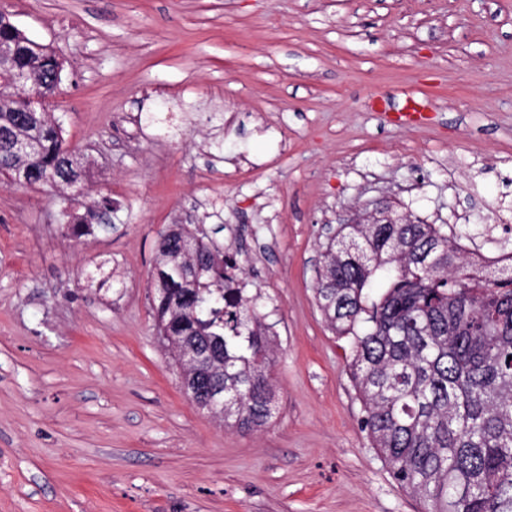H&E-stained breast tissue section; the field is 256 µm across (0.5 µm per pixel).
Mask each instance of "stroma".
<instances>
[{
	"instance_id": "1",
	"label": "stroma",
	"mask_w": 512,
	"mask_h": 512,
	"mask_svg": "<svg viewBox=\"0 0 512 512\" xmlns=\"http://www.w3.org/2000/svg\"><path fill=\"white\" fill-rule=\"evenodd\" d=\"M0 8L64 58L49 110L87 168L69 204L0 180V512H421L316 305L321 227L387 201L512 252V0ZM407 97L435 107L398 125ZM104 196L111 231L61 235ZM171 224L230 226L218 241L266 299V429L198 409L160 343L148 274ZM105 259L118 290H88Z\"/></svg>"
}]
</instances>
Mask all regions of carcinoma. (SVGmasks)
Here are the masks:
<instances>
[{"label":"carcinoma","mask_w":512,"mask_h":512,"mask_svg":"<svg viewBox=\"0 0 512 512\" xmlns=\"http://www.w3.org/2000/svg\"><path fill=\"white\" fill-rule=\"evenodd\" d=\"M17 45L15 61L48 80L54 52L37 57L30 38L0 25ZM23 93L0 94V177L62 188L84 162L65 146L47 112L22 121ZM17 138L33 152L11 153ZM112 210L103 197L69 227L71 237L107 231L94 224ZM322 245L335 285L316 282L315 299L343 346L361 404L360 426L395 483L422 512H512V260L476 266L465 241L490 229H456L411 219L405 224H341ZM224 225H175L158 241L151 305L156 326L209 348L224 369V425L241 432L273 418L274 334L261 295L240 287L237 254L215 236ZM87 286L112 287L110 261Z\"/></svg>","instance_id":"cac0c4a2"}]
</instances>
